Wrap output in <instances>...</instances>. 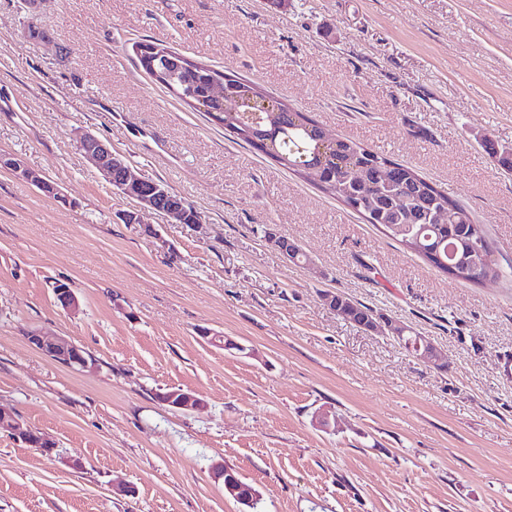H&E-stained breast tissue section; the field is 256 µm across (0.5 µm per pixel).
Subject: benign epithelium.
Masks as SVG:
<instances>
[{"instance_id":"benign-epithelium-1","label":"benign epithelium","mask_w":512,"mask_h":512,"mask_svg":"<svg viewBox=\"0 0 512 512\" xmlns=\"http://www.w3.org/2000/svg\"><path fill=\"white\" fill-rule=\"evenodd\" d=\"M80 149L86 160L108 184L134 202L132 209L120 214L123 223L138 225L142 235L156 240L161 239V235L156 228L142 222L141 214L143 212L157 213L169 224L186 223V212L182 205L165 204V200L170 196V189L161 182H148L135 175L125 159L113 152L108 144L91 134H86L80 139ZM0 167L13 171L17 176L29 181L39 189L43 187L44 177L27 168L18 158L1 154ZM264 237L286 259H291L293 254L292 241L281 237L270 226L265 228ZM53 294L57 305L65 313L69 315L80 313L79 298L69 286L57 283L53 286ZM399 326L400 323L387 316L382 318L375 316L370 320L366 330L382 333L387 329L395 334ZM27 340L40 353L59 364L68 367L77 365L85 372H93L98 368L96 359L83 357L80 347L65 336H47L40 332H33L27 336ZM416 348L419 352V358L425 362L429 364L441 363V354L438 349L425 337H417ZM159 396L162 404L183 411L198 410L204 406L202 399L192 392L182 389L161 392ZM0 430L27 446L39 449L48 456L55 449L53 439L32 428L15 412L2 407H0ZM212 476L216 480H223L225 493L245 506L242 512L254 508L256 502L260 499L259 492L254 487L245 484L238 472L227 465H214Z\"/></svg>"}]
</instances>
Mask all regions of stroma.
Segmentation results:
<instances>
[{"label": "stroma", "instance_id": "1", "mask_svg": "<svg viewBox=\"0 0 512 512\" xmlns=\"http://www.w3.org/2000/svg\"><path fill=\"white\" fill-rule=\"evenodd\" d=\"M143 40L415 168L512 261V175L481 145L512 150V0H0V154L62 190L0 167V406L57 444L48 457L0 432V512H240L217 462L258 490L253 512H512V276L427 265L177 102L140 68ZM88 133L202 231L122 223L133 203L79 151ZM270 224L310 264L269 245ZM328 291L429 338L444 370L341 319ZM35 330L98 371L42 355ZM173 389L203 408L158 402ZM53 294L57 305L67 314L76 315L81 311V304L73 290L63 283L53 286Z\"/></svg>", "mask_w": 512, "mask_h": 512}]
</instances>
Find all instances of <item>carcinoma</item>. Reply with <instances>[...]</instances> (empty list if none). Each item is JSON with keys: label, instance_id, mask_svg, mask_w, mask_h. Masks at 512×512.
<instances>
[{"label": "carcinoma", "instance_id": "cac0c4a2", "mask_svg": "<svg viewBox=\"0 0 512 512\" xmlns=\"http://www.w3.org/2000/svg\"><path fill=\"white\" fill-rule=\"evenodd\" d=\"M140 47L150 51L140 58L144 71L151 76L159 73L157 82L190 109L193 101L206 96L214 78L223 81L231 96L244 100L251 94L263 95L255 83L203 61L192 59V68L183 67L163 44ZM246 109L243 104L236 112H226L211 103L206 113L234 137L312 180L402 246L413 235L420 236L424 249L418 255L438 271L473 284L502 276L484 225L474 223L462 204L414 168L346 137H336V147L320 151V126L284 102L270 116H247ZM354 166L362 168L363 181L352 178Z\"/></svg>", "mask_w": 512, "mask_h": 512}]
</instances>
